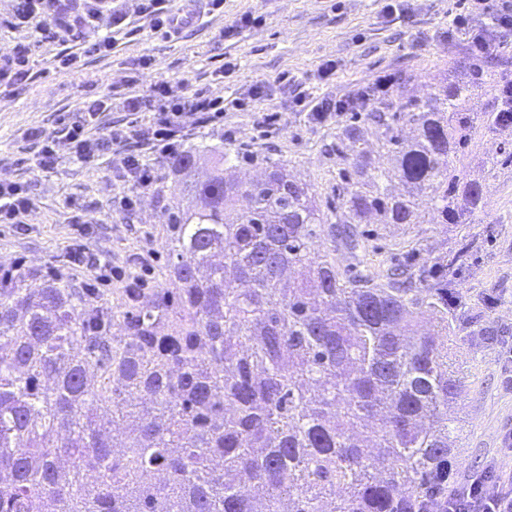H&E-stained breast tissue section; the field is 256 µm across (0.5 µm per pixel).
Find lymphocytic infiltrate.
Listing matches in <instances>:
<instances>
[{"label":"lymphocytic infiltrate","mask_w":512,"mask_h":512,"mask_svg":"<svg viewBox=\"0 0 512 512\" xmlns=\"http://www.w3.org/2000/svg\"><path fill=\"white\" fill-rule=\"evenodd\" d=\"M83 30H76L60 23H50L46 15L52 8L51 0H15L11 12L0 20L7 27L28 26L37 41L56 42L68 38L72 43L70 52L58 55L56 67L60 70H78L83 59L90 55L106 56L112 51V40L108 37L90 36L88 29L102 16L116 13L112 0H83ZM487 0H469L466 12L450 19L451 27L467 30L471 51L475 57H484L492 50L497 34L512 32V0L504 3L493 15L492 29H474L469 25L471 16L487 13ZM136 13L148 21L152 31L164 36L178 35L177 0H136ZM151 100L141 95L129 94L122 101L112 96H98L84 101L75 110L64 113L60 122L63 126V140L43 136L39 130H31L30 138L41 141L42 146L36 157L40 170L51 169L57 159V145L66 142L73 156L81 162H89L111 150L112 146L135 140L159 147L163 154H174L185 127L186 116L208 122L224 115V102L210 99L196 93L189 97L172 96L166 85L153 88ZM121 108L132 115L125 129L115 130L98 136L93 124L101 113ZM148 113L147 123H140L139 113ZM36 208L35 199L23 185L0 180V224H26ZM448 512H512V475L488 473L463 485L448 499Z\"/></svg>","instance_id":"lymphocytic-infiltrate-1"}]
</instances>
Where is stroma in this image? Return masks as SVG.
I'll return each mask as SVG.
<instances>
[{"instance_id": "obj_1", "label": "stroma", "mask_w": 512, "mask_h": 512, "mask_svg": "<svg viewBox=\"0 0 512 512\" xmlns=\"http://www.w3.org/2000/svg\"><path fill=\"white\" fill-rule=\"evenodd\" d=\"M463 2L406 0L403 10L388 14L384 0H224L223 11L201 13L195 25L170 39L141 25L135 14L120 25L107 15L98 29L111 36V54L85 58L76 74L53 67L68 42L37 43L26 27L0 30V52L25 45L33 58L31 79L15 93L0 95V179L21 183L36 200L27 226L0 224V266L23 262L36 286L48 267L63 266L69 248L81 243L123 270L112 288L125 287L129 274L146 276L153 285L162 282L170 248L167 208L185 200L168 157L128 143V151L155 166L158 183L126 211L118 201L130 188L119 178L118 156L83 163L63 146L54 168L43 172L35 166L39 141L24 137L31 128L61 137L62 112L126 87L145 95L151 85L164 83L177 95L222 98L223 120L203 125L186 118L185 143L276 159L312 188L322 211H330L337 165L328 146L336 138V120L311 122L295 103L299 92L344 99L385 75L418 95L445 81H470L474 93L467 112L496 111V89L512 79V39L496 49L506 64H486L474 73L467 31L448 28L449 14L461 12ZM246 12L258 24L226 35ZM145 58L151 65L143 69L139 63ZM328 61L333 72L321 76L319 68ZM227 63L233 72L219 76ZM259 81L268 85V96L236 109L235 100L247 98ZM272 112L278 115L276 131L261 136L257 122ZM470 134L453 167L461 181L483 185L486 205L466 223L373 224L363 247L353 251L334 246L326 229L312 243L317 251L333 252L343 276L367 271L378 281L409 243H420L430 256L449 257L448 285L462 302L451 361L465 390L448 411L457 429L451 473L459 485L512 468V459L500 453L512 435V128L492 130L477 118ZM78 214L89 225L87 235L73 224ZM480 328L491 330V340L474 337Z\"/></svg>"}]
</instances>
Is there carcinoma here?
Wrapping results in <instances>:
<instances>
[{"instance_id": "cac0c4a2", "label": "carcinoma", "mask_w": 512, "mask_h": 512, "mask_svg": "<svg viewBox=\"0 0 512 512\" xmlns=\"http://www.w3.org/2000/svg\"><path fill=\"white\" fill-rule=\"evenodd\" d=\"M472 92L353 113L329 215L270 157L244 184L237 155L200 178L197 150L175 153L165 281L115 307L64 276L0 281V512H444L463 389L448 264L414 245L383 283L345 279L311 245L322 224L352 248L362 224H425L424 197L443 224L483 208L451 167Z\"/></svg>"}]
</instances>
